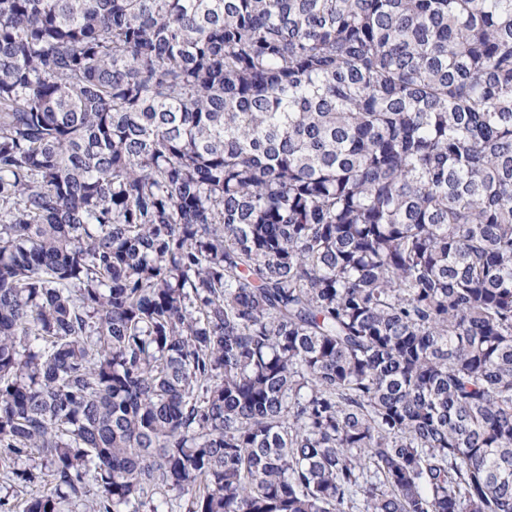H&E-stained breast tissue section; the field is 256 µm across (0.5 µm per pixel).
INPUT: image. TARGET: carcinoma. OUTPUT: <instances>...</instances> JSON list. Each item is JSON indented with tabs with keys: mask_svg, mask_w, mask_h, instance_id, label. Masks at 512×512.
Instances as JSON below:
<instances>
[{
	"mask_svg": "<svg viewBox=\"0 0 512 512\" xmlns=\"http://www.w3.org/2000/svg\"><path fill=\"white\" fill-rule=\"evenodd\" d=\"M0 469L512 512V0H0Z\"/></svg>",
	"mask_w": 512,
	"mask_h": 512,
	"instance_id": "obj_1",
	"label": "carcinoma"
}]
</instances>
